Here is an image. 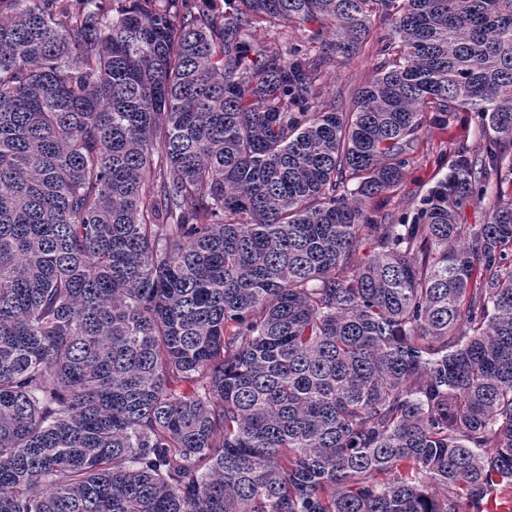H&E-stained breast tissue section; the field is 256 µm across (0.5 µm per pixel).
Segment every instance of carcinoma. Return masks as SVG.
Wrapping results in <instances>:
<instances>
[{"instance_id":"carcinoma-1","label":"carcinoma","mask_w":512,"mask_h":512,"mask_svg":"<svg viewBox=\"0 0 512 512\" xmlns=\"http://www.w3.org/2000/svg\"><path fill=\"white\" fill-rule=\"evenodd\" d=\"M78 2L0 0V512H498L512 0ZM427 109L483 145L378 220ZM387 28L383 22L377 21L370 42L346 64H339L333 59L324 63L318 82L321 86L318 99L321 109L345 112L351 108L355 93L370 80L379 62L372 49L373 42L384 35ZM304 39L303 31L297 28L266 22L257 24L249 36L251 42L260 43L271 51L280 52H284L289 43ZM488 197L484 200L472 199L460 210L459 222L461 224H483L488 211Z\"/></svg>"}]
</instances>
